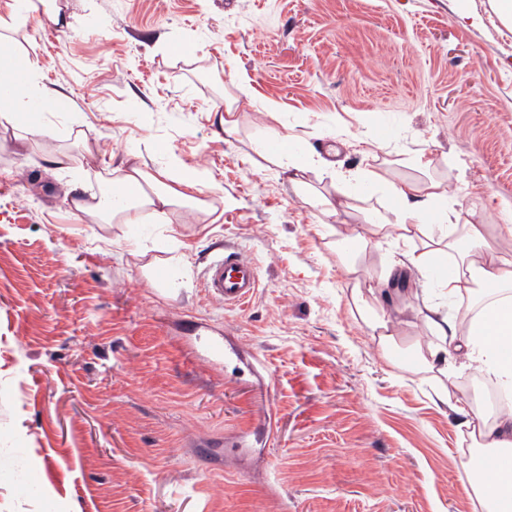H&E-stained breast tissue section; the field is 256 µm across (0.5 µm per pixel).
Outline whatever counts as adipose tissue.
<instances>
[{
  "label": "adipose tissue",
  "mask_w": 512,
  "mask_h": 512,
  "mask_svg": "<svg viewBox=\"0 0 512 512\" xmlns=\"http://www.w3.org/2000/svg\"><path fill=\"white\" fill-rule=\"evenodd\" d=\"M17 62L24 63L26 77L22 84L7 85V74ZM35 70L30 54L14 53L0 58L1 127L14 123L15 108L28 99H36L43 109H67L63 95L38 91ZM281 150L292 171L289 181L299 189L305 202L329 217L350 212L361 214L380 239L390 238L408 247L421 243V252L409 249L405 254L402 266L409 272L424 274L430 259L449 256L450 270L441 271L437 279L442 293L451 298L469 294L480 301V309L464 318H451L439 308H428L423 318L436 343L418 355V362L431 369L447 362L453 353L463 368L512 387V361H504L501 355L503 348H512V253L493 248L488 242L493 232L512 239V205L503 208L502 222L492 230L484 222L482 207L457 203L447 187L436 180L390 185L392 201L379 209L360 196L345 194L334 200L310 190L306 175L317 164L314 156L298 155L289 136L282 138ZM178 182V187L172 188L157 176L133 167L123 177L126 194H114L107 200H78L74 207L97 224L134 223L135 212L145 206L151 207L155 219L162 224L168 223L169 214L176 207L205 210L208 187L202 174L186 169ZM464 426L476 452L497 457L501 462L498 472L472 487L483 512H490L496 503L512 505V413H504L490 423L476 412L465 420Z\"/></svg>",
  "instance_id": "adipose-tissue-1"
}]
</instances>
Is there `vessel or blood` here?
<instances>
[{"mask_svg": "<svg viewBox=\"0 0 512 512\" xmlns=\"http://www.w3.org/2000/svg\"><path fill=\"white\" fill-rule=\"evenodd\" d=\"M207 294L227 305L245 303L256 292L259 277L256 266L236 252L216 255L203 278Z\"/></svg>", "mask_w": 512, "mask_h": 512, "instance_id": "vessel-or-blood-1", "label": "vessel or blood"}]
</instances>
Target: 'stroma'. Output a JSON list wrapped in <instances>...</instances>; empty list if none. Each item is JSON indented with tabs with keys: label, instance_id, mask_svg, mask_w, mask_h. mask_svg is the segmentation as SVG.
Instances as JSON below:
<instances>
[{
	"label": "stroma",
	"instance_id": "1",
	"mask_svg": "<svg viewBox=\"0 0 512 512\" xmlns=\"http://www.w3.org/2000/svg\"><path fill=\"white\" fill-rule=\"evenodd\" d=\"M451 0H54L68 25L16 19L37 85L70 110L0 128V512H482L463 413L472 375L415 368L429 280L370 299L381 349L336 256L348 224L372 283L404 247L356 214L323 216L288 181L273 133L340 170L420 179L463 204H512V28ZM237 99L226 138L213 106ZM276 119L264 118V111ZM389 126L385 140L376 130ZM68 153L51 168L45 153ZM215 184L208 214L95 224L77 198L130 167ZM258 268L240 307L209 299L220 250ZM251 356L189 358L198 327ZM355 279L356 282L353 288V300L356 309L367 326L374 333L378 331L379 344L383 349H386L389 343L393 341L394 323L372 312L360 289L361 281L359 276H357Z\"/></svg>",
	"mask_w": 512,
	"mask_h": 512
}]
</instances>
